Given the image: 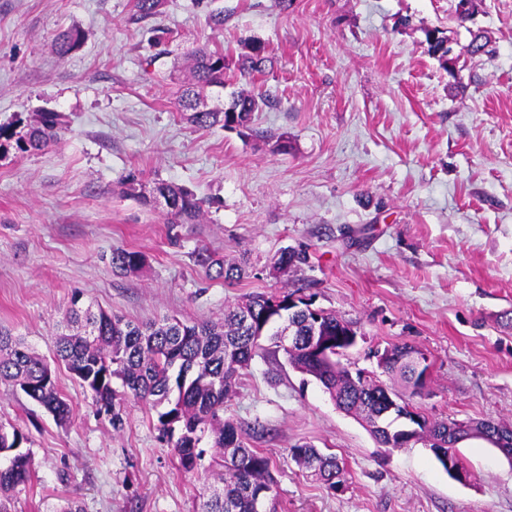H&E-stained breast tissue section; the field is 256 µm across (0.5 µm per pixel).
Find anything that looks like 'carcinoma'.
<instances>
[{"label": "carcinoma", "instance_id": "carcinoma-1", "mask_svg": "<svg viewBox=\"0 0 512 512\" xmlns=\"http://www.w3.org/2000/svg\"><path fill=\"white\" fill-rule=\"evenodd\" d=\"M164 0H136V19L160 13ZM432 54L446 60L444 37L426 31ZM82 41L78 30L60 34L54 41L57 54L66 56ZM487 37L476 34L462 48L470 56L487 53ZM241 57L244 74L263 72L268 55L263 43L252 41ZM229 63L224 50L201 48L194 54L193 83L178 89V111L199 128L235 124L245 136L254 132L252 119L268 102L262 91H236L224 106L199 108L207 90L225 85ZM62 127L54 112H41L29 122L22 118L0 125V155L34 154L60 139ZM149 194L170 202L168 224H195L202 215V203L188 189L169 182H156ZM201 263L218 266V275L239 280L246 275L242 265L224 266L207 252L198 253ZM112 268L125 275L138 273L145 256L136 250H112ZM307 262L303 251L285 249L275 268L298 267ZM299 300L301 307L290 305ZM282 319L296 337L294 350L286 353L289 364L315 378L336 406L360 418L385 408L389 389L373 381L349 383L344 370L336 367L334 349L343 347L340 337L354 331L353 324L323 313L320 335L330 341L329 354L317 356L309 349L313 313L306 301L293 293L280 296L252 295L224 310V322H185L166 318L139 324L72 294L64 329L55 336L56 357L82 386L94 396L103 412L119 430L128 398L147 406L156 414V427L175 451V468L202 480L203 501L196 512H275V481L272 461L263 452L248 446L238 427L224 419V400L233 392L240 371L260 352L282 350L276 321ZM269 345H263V342ZM120 387H115V381ZM18 387L29 399L44 407L59 422L69 419L72 408L58 391L51 367L21 336L0 328V382ZM28 437L18 428L0 424V512H13L15 494L33 487L35 472ZM296 464L311 472L327 488L337 489L338 477L345 476L342 460L310 444L292 449Z\"/></svg>", "mask_w": 512, "mask_h": 512}]
</instances>
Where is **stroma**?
<instances>
[{"label": "stroma", "mask_w": 512, "mask_h": 512, "mask_svg": "<svg viewBox=\"0 0 512 512\" xmlns=\"http://www.w3.org/2000/svg\"><path fill=\"white\" fill-rule=\"evenodd\" d=\"M207 2L166 0L136 22L134 0H0V124L48 111L62 124L45 150L0 156V326L53 362L76 291L141 322H218L249 296L297 290L357 328L351 370L388 386L372 346L424 352L431 375L413 402L429 420L512 426V0H483L464 23L457 0ZM158 28L171 35L156 45ZM70 29L83 42L58 56ZM429 29L455 53L483 34L490 52L447 68ZM248 39L266 45V70L230 69L224 90L267 91L254 136L183 120L173 80L191 52L234 59ZM132 172L192 190L200 223H166L126 196ZM117 247L145 254L138 274L113 271ZM287 248L308 265L275 270ZM202 249L246 262L247 276L214 278ZM54 371L73 408L64 425L0 382V423L27 436L36 475L17 512L65 499L84 512H195L202 483L177 472L148 409L128 403L113 430L65 366ZM224 416L271 458L277 512H512V463L487 442L459 444L470 477L453 479L423 444L383 447L280 352L241 371ZM304 443L342 458L343 490L296 464Z\"/></svg>", "instance_id": "35a3bbf8"}]
</instances>
